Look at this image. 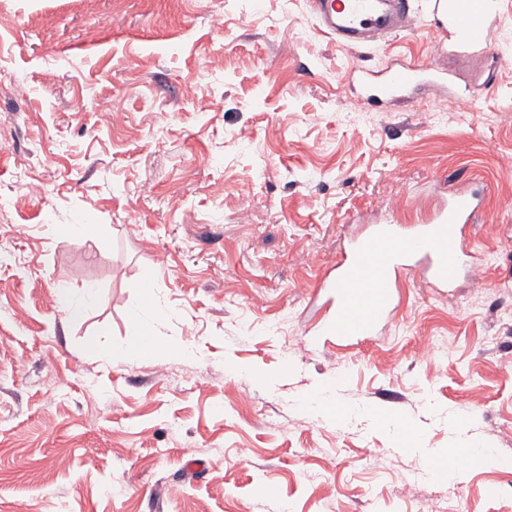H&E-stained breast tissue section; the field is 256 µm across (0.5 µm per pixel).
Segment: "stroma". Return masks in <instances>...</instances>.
Returning a JSON list of instances; mask_svg holds the SVG:
<instances>
[{
    "instance_id": "35a3bbf8",
    "label": "stroma",
    "mask_w": 512,
    "mask_h": 512,
    "mask_svg": "<svg viewBox=\"0 0 512 512\" xmlns=\"http://www.w3.org/2000/svg\"><path fill=\"white\" fill-rule=\"evenodd\" d=\"M497 2L498 53L471 60L453 42L432 56L425 22L342 47L307 0H0V512H417L447 487L451 512H512V471L452 485L395 437L403 422L428 449L512 456V0ZM397 62L450 71L470 105L432 110L431 87L363 108L347 74ZM475 178L480 281L408 277L379 335H321L348 229L423 223ZM62 288L93 289L79 316ZM149 293L159 348L129 362ZM430 336L448 347L420 360ZM181 340L191 353L171 354ZM329 379L339 424L305 406Z\"/></svg>"
}]
</instances>
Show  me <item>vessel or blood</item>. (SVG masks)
<instances>
[{
    "mask_svg": "<svg viewBox=\"0 0 512 512\" xmlns=\"http://www.w3.org/2000/svg\"><path fill=\"white\" fill-rule=\"evenodd\" d=\"M322 26L340 42L360 47L398 31L413 29L420 17L407 0H309ZM428 18L438 29L435 54L447 52L442 37L452 31L465 45L489 53L494 19L487 0H430ZM355 82L357 99L377 108L419 99L428 86H453L452 73L403 63L382 71L362 68ZM483 208L479 192L452 195L425 224H376L350 238L328 282L336 305L325 324L328 335L359 342L377 335L394 305L401 279L421 274L440 287L453 286L476 268L468 229Z\"/></svg>",
    "mask_w": 512,
    "mask_h": 512,
    "instance_id": "1",
    "label": "vessel or blood"
}]
</instances>
